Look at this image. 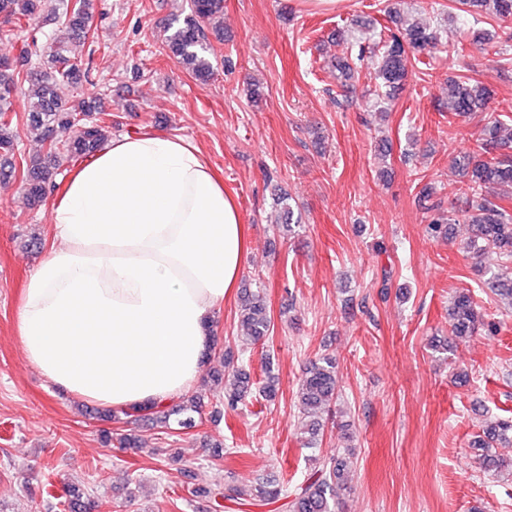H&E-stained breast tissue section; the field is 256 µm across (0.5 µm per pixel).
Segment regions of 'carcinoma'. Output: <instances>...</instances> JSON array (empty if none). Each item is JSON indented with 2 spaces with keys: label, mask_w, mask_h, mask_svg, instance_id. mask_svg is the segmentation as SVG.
<instances>
[{
  "label": "carcinoma",
  "mask_w": 512,
  "mask_h": 512,
  "mask_svg": "<svg viewBox=\"0 0 512 512\" xmlns=\"http://www.w3.org/2000/svg\"><path fill=\"white\" fill-rule=\"evenodd\" d=\"M97 0H66L59 9L52 0H0V17L25 34L20 53L9 60L0 54V183L21 180L20 188L27 205L36 209L47 195L57 187V172L64 163L93 156L106 142L108 130L103 114L108 111L109 88L100 87L92 93L82 92L88 82L90 63L75 56L71 46L78 43L89 46V56L106 50L107 46L89 40L88 32L96 14ZM462 12L485 19L505 20L512 17V0H458ZM385 13L392 24L387 37L371 45L350 41L339 34L333 45L341 52L333 55L336 69V104L349 102L347 93L360 78L358 61L366 51L376 54L378 67L375 72L376 111H388L387 103L404 83L410 58L430 56L439 49L441 35L438 30L411 22L400 9L386 6ZM224 15V0H191L190 12L180 19H172L164 29L167 55L183 70L199 81L213 76L210 55L214 52L211 39L222 41L223 29L217 25ZM62 19L61 27L50 46L43 47L40 29L30 27L38 19L43 26L54 25ZM28 85L26 130L34 133L45 145V153L20 161L15 158L17 147L14 108L11 95L18 85ZM67 84L79 91L75 99L63 102L58 96L60 85ZM488 88L469 76H459L448 84V99L443 111L451 117H466L485 108ZM455 175L464 179L466 207L456 210L443 209L442 200L436 199L433 184L420 190V200L428 203L426 210L433 213L428 230L433 235L449 234L451 225L460 222L469 226L466 244L468 252L475 255L492 252L501 263L490 271L487 284L494 295L512 307V215L500 207L492 194L497 186H512V120L489 117L482 126L477 149L454 159ZM238 322L244 332L240 350L252 345H263L274 331V324L265 297L258 291L241 296ZM448 323L451 341L436 345V349L450 351L453 345L474 335L483 324L472 296L460 291L448 306ZM209 361H218L221 369L213 371L214 385H224L210 419L219 421L226 411L260 397L269 402L277 393L275 377L267 376L257 384L250 372L239 366V354L227 346L215 347L206 354ZM338 397L336 362L322 358L305 372L298 387L304 432L308 435L304 447L315 448L323 434L324 424L320 413L330 411ZM203 406L193 395H185L167 410H148L149 415L160 414L164 422H173L178 429L186 430L196 425ZM116 442L121 451L146 453L150 456L169 457L179 461L175 448H158L149 443L145 430L126 429L116 436H105V442ZM512 444V420H494L486 423L476 435L471 447L479 452V464L487 472L512 473V460L493 452L497 445ZM314 468L292 495L285 494L287 483L265 478L256 479L252 485L228 483L224 490L199 487L195 468H179L180 487L191 496L203 494L213 499L226 497L231 501H283L286 512H337L340 492L346 489L349 479L348 462L337 452L313 459ZM65 500L68 512H92L95 501L88 490L79 484L67 489Z\"/></svg>",
  "instance_id": "1"
}]
</instances>
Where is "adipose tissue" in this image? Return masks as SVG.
<instances>
[{"instance_id":"obj_1","label":"adipose tissue","mask_w":512,"mask_h":512,"mask_svg":"<svg viewBox=\"0 0 512 512\" xmlns=\"http://www.w3.org/2000/svg\"><path fill=\"white\" fill-rule=\"evenodd\" d=\"M51 224L17 316L26 360L106 408L189 391L214 311L250 254L237 204L199 148L179 136L113 138L71 172Z\"/></svg>"}]
</instances>
